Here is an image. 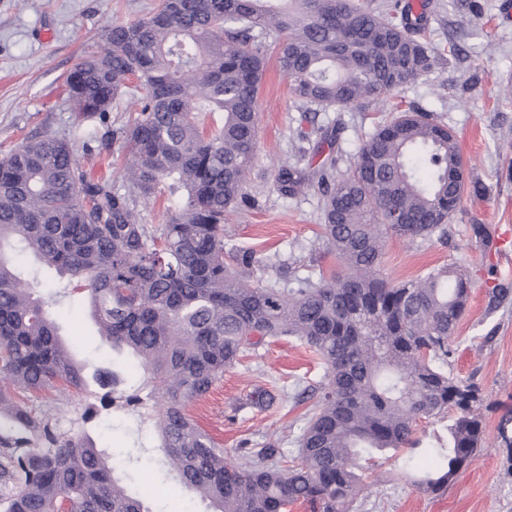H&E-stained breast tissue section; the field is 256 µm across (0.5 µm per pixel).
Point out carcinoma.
Here are the masks:
<instances>
[{"instance_id": "1", "label": "carcinoma", "mask_w": 512, "mask_h": 512, "mask_svg": "<svg viewBox=\"0 0 512 512\" xmlns=\"http://www.w3.org/2000/svg\"><path fill=\"white\" fill-rule=\"evenodd\" d=\"M428 16L375 11L365 0H162L149 17L103 30L101 53L66 78L79 118L104 117L129 77L140 109L105 145L127 152L130 192L92 179L74 134L44 130L0 157V512H150L127 492L123 460L85 433L62 436L33 406L84 386L82 366L18 256L80 283L112 350L133 356L149 391L126 396L160 410L162 463L210 512H347L371 462L405 455L411 482L439 495L485 436L480 387L448 372L449 342L469 302L454 265L407 281L382 270L384 238L447 237L466 184L456 136L429 113L400 111L365 135L336 179L337 130L322 128L310 172L282 163L274 184L295 196L318 175L321 238L342 269L297 287L254 277L255 258L224 252V216L244 197L255 158L259 92L270 56L291 94L322 110L379 103L431 67L419 39ZM218 112L208 127L199 113ZM177 197L160 224L139 203L161 186ZM512 301L489 292L487 313ZM296 336L327 369L314 412L288 460L273 443L226 460L188 406L267 337ZM448 420L430 447L420 420ZM497 441L512 454V409Z\"/></svg>"}]
</instances>
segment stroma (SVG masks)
<instances>
[{
  "label": "stroma",
  "mask_w": 512,
  "mask_h": 512,
  "mask_svg": "<svg viewBox=\"0 0 512 512\" xmlns=\"http://www.w3.org/2000/svg\"><path fill=\"white\" fill-rule=\"evenodd\" d=\"M158 0H0V155L45 129L80 128L85 137L105 125H121L140 107L136 81L113 105L106 121L78 119L64 86L66 75L103 48L105 27L150 15ZM500 0H426L425 41L432 69L387 101L351 110L319 111L294 99L289 80L269 62L259 94L258 143L247 203L224 222V248L259 261L256 276L274 282L280 267L289 274L319 279L335 271L334 255L321 249L323 201L317 186L285 198L274 187L281 162L299 149H312L317 127L339 125L336 172L344 174L366 133L393 109L416 107L447 125L457 137L463 161L483 193L466 192L448 223L447 241L437 238L386 241L383 271L401 281L432 268L455 264L469 276L471 294L450 342L448 369L478 383L486 398L485 443L474 462L448 490L431 495L405 476L402 456L378 460L367 472V487L351 512H512V454L500 448L497 426L512 408V304L487 314V291L494 280L512 281V21L502 18ZM125 154L119 145L79 150L84 170L127 186L120 175ZM473 224L489 225L492 244L476 243ZM34 295L47 299L60 334L85 367L84 389L58 399H35L61 432L89 433L108 453L127 460V485L145 497L151 512H208L206 502L185 490L161 462L154 439L156 408L133 407L111 386L93 379L112 365V348L96 333L81 294L67 278L38 272ZM325 368L299 338H266L249 356L226 368L211 391L193 402L190 414L224 450L239 461L250 448L277 441L295 456L297 438L316 402ZM268 392L273 402L261 403Z\"/></svg>",
  "instance_id": "35a3bbf8"
}]
</instances>
